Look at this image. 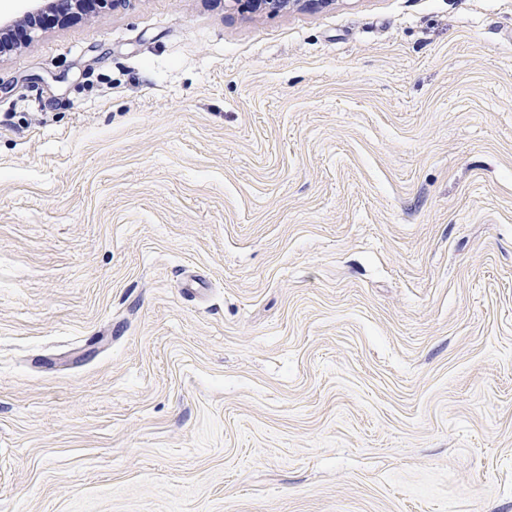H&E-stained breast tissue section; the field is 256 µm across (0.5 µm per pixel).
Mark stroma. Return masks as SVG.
<instances>
[{
	"label": "stroma",
	"mask_w": 512,
	"mask_h": 512,
	"mask_svg": "<svg viewBox=\"0 0 512 512\" xmlns=\"http://www.w3.org/2000/svg\"><path fill=\"white\" fill-rule=\"evenodd\" d=\"M0 512H512V0L0 53Z\"/></svg>",
	"instance_id": "obj_1"
}]
</instances>
